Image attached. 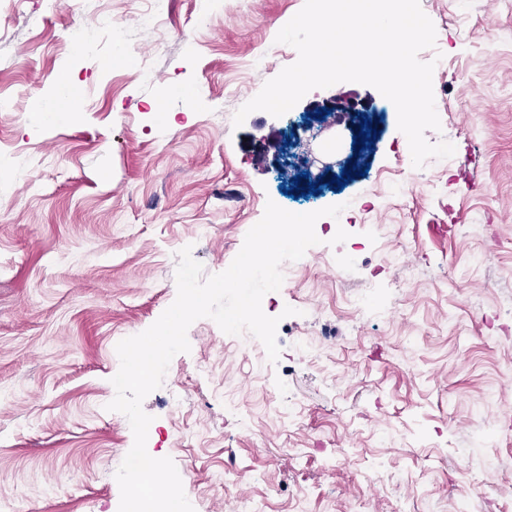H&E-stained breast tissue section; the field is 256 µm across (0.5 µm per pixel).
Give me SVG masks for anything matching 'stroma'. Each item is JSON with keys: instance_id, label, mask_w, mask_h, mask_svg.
<instances>
[{"instance_id": "35a3bbf8", "label": "stroma", "mask_w": 512, "mask_h": 512, "mask_svg": "<svg viewBox=\"0 0 512 512\" xmlns=\"http://www.w3.org/2000/svg\"><path fill=\"white\" fill-rule=\"evenodd\" d=\"M0 0V512H118L115 473L133 445L109 411L117 344L176 298L177 253L226 270L293 171L276 168L298 121L336 101L375 121L366 176L343 205L341 246L310 247L276 291L277 363L258 339L224 346L209 318L143 401L195 512H512V0H420L436 29L433 90L455 153L414 168L394 105L342 82L287 116L235 112L298 57L276 41L305 0ZM108 12L111 33L96 18ZM124 63L107 66L113 55ZM67 120L37 121L62 79ZM411 192L390 198L383 177ZM352 253L348 276L328 264ZM398 251L401 259L386 263ZM482 256L471 264V256ZM368 297L363 309L353 302ZM295 308L284 316L285 307ZM324 344L321 361L300 349ZM233 487L221 489L226 458Z\"/></svg>"}]
</instances>
